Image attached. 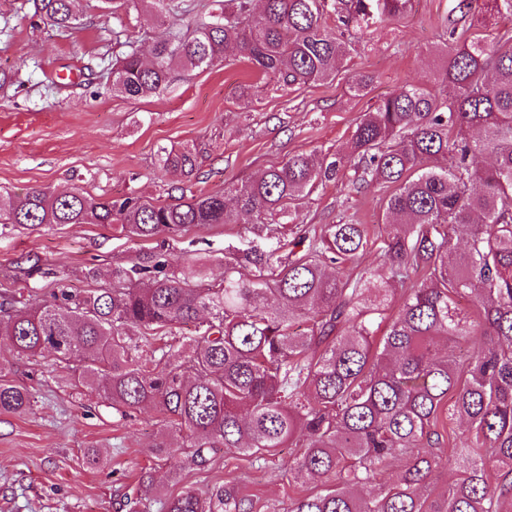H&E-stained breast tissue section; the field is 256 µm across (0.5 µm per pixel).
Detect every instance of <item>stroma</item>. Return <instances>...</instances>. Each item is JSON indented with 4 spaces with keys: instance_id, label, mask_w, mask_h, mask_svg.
Returning <instances> with one entry per match:
<instances>
[{
    "instance_id": "35a3bbf8",
    "label": "stroma",
    "mask_w": 512,
    "mask_h": 512,
    "mask_svg": "<svg viewBox=\"0 0 512 512\" xmlns=\"http://www.w3.org/2000/svg\"><path fill=\"white\" fill-rule=\"evenodd\" d=\"M23 0H0V192L22 195L33 188L78 190L94 198L136 193L173 202L247 182L281 164L289 154L345 151L360 116L403 84L430 82L443 65L448 20L458 0H410L394 20L375 25L350 53L334 79L293 88L257 73L238 50L224 63L179 71L159 95L134 100L112 92L107 65L121 54L112 32L117 21L98 0H79L82 25L61 33L33 26ZM372 76L362 97L347 91L349 77ZM199 145L197 174L185 179L161 173L160 148ZM382 186L354 192L336 183L316 189L298 223L337 224L349 215L364 224L368 244L351 272L382 274L387 234ZM241 224L192 229L167 241L170 267H183L190 240H197L214 278L224 274V247L246 245ZM137 245L104 224H55L0 228V289L58 286L81 292L111 281L112 267L127 262ZM41 270L29 273L30 259ZM0 374L27 384L35 397L25 414H0V512H120L127 485L150 473L159 503L191 489L208 494L239 483L258 512H288L299 491L288 482L287 450L264 468L217 452L213 464L196 466L184 436L158 409L116 413L96 394L77 390L67 369L50 356L18 359L0 340ZM176 452L153 453L161 436ZM97 449L100 463L87 465L84 451ZM182 479H168L171 468Z\"/></svg>"
}]
</instances>
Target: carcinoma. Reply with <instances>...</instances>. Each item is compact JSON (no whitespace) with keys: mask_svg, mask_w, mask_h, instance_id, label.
Segmentation results:
<instances>
[{"mask_svg":"<svg viewBox=\"0 0 512 512\" xmlns=\"http://www.w3.org/2000/svg\"><path fill=\"white\" fill-rule=\"evenodd\" d=\"M33 16L58 31L77 28V0H29ZM118 18L147 10L160 25L179 0H100ZM224 0L186 30L164 29L152 57L135 42L112 64V91L146 99L176 70L207 69L233 44L285 87L325 82L348 55L344 34L383 23L409 0ZM476 0H460L445 65L430 85L405 84L362 114L348 152L327 162L294 153L259 178L216 193L160 203L134 194L104 200L33 188L0 199V226L110 224L135 241L178 237L192 227L238 224L249 214L294 224L281 239L224 248V277L201 263L169 267L153 248L112 267V284L40 296L0 295V336L16 356L48 353L126 413L153 404L189 432L196 463L217 449L267 462L293 448L288 475L310 485L288 512H505L512 505V32L487 43L468 35ZM337 24L326 25L327 5ZM489 155L484 169L473 159ZM197 148H163L162 170L194 174ZM353 169V189L372 182L388 234L381 279L346 272L365 250L364 225L295 223L317 186ZM402 286L389 312L393 287ZM463 300L472 314L460 307ZM308 323L297 333L293 324ZM185 350L168 334L186 324ZM149 357H143V353ZM31 391L0 377V413L23 414ZM467 424L464 447L445 431ZM404 460L389 482L379 476ZM458 479L426 494L450 457ZM154 492L143 474L135 505ZM165 512H254L233 482L201 497H171Z\"/></svg>","mask_w":512,"mask_h":512,"instance_id":"1","label":"carcinoma"}]
</instances>
